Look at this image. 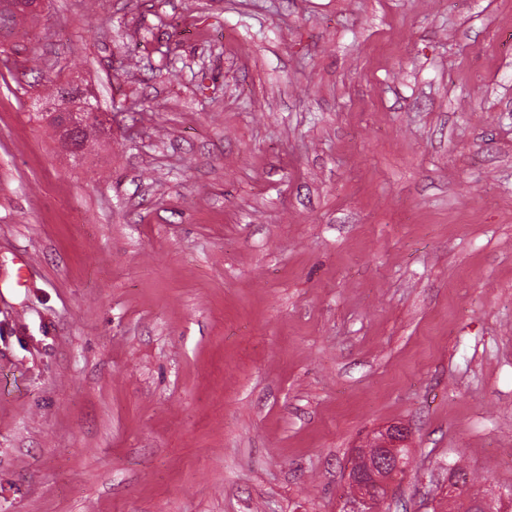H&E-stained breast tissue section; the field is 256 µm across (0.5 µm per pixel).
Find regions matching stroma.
Instances as JSON below:
<instances>
[{
  "label": "stroma",
  "instance_id": "1",
  "mask_svg": "<svg viewBox=\"0 0 512 512\" xmlns=\"http://www.w3.org/2000/svg\"><path fill=\"white\" fill-rule=\"evenodd\" d=\"M9 52L0 512H342L391 422L389 512L512 489V0H50ZM409 435L405 425L390 424L376 431L371 438L368 445L371 453L362 455L359 449L352 452L345 478V484L350 488L347 499L352 508L347 512L375 511L376 498L382 490L387 492L385 501L392 496L393 477L409 463L408 450L401 452L407 447ZM456 471H460L465 475L464 480V486H462L463 482V474L457 476V484L453 485L455 483V478L450 479V487L451 490H455L457 488H460L458 493L455 496L448 497V512H455L460 511L461 508L465 509L464 512H475L472 511L473 507L478 510H484L486 509L485 504L479 503L478 501H482L484 497H481L480 492L478 489H475L476 486V479L473 475H471L465 467L461 465H456V468L454 469ZM467 477V480H466ZM458 498L461 501V504L457 505ZM478 502V503H476ZM467 503V504H466ZM476 503V504H475ZM475 504V506H474Z\"/></svg>",
  "mask_w": 512,
  "mask_h": 512
}]
</instances>
